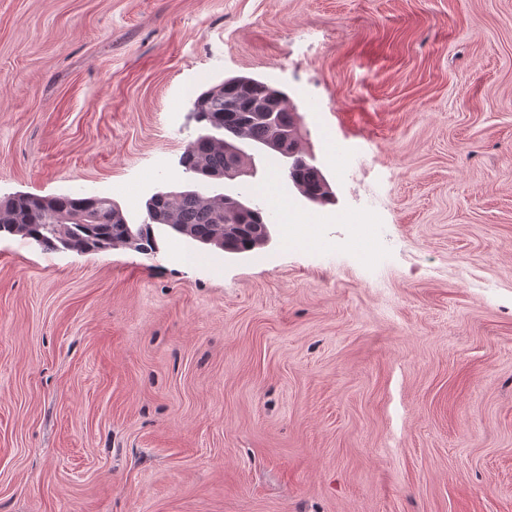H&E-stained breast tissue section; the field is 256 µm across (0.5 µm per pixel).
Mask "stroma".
I'll list each match as a JSON object with an SVG mask.
<instances>
[{
    "label": "stroma",
    "instance_id": "35a3bbf8",
    "mask_svg": "<svg viewBox=\"0 0 512 512\" xmlns=\"http://www.w3.org/2000/svg\"><path fill=\"white\" fill-rule=\"evenodd\" d=\"M285 91L333 198L244 254L0 233V512H512V0H0V200L193 188ZM235 81H223L195 99L193 112L197 109V121L211 130L199 134L191 141L180 158L184 173L199 177L201 172L211 171L232 179L242 173L251 159L238 145V140L247 139L277 156H282L279 147L286 145L294 155L295 164L288 177L300 192L323 197L327 181L320 168L300 151L296 129L299 124L288 98L275 99L280 89L249 76H237Z\"/></svg>",
    "mask_w": 512,
    "mask_h": 512
}]
</instances>
